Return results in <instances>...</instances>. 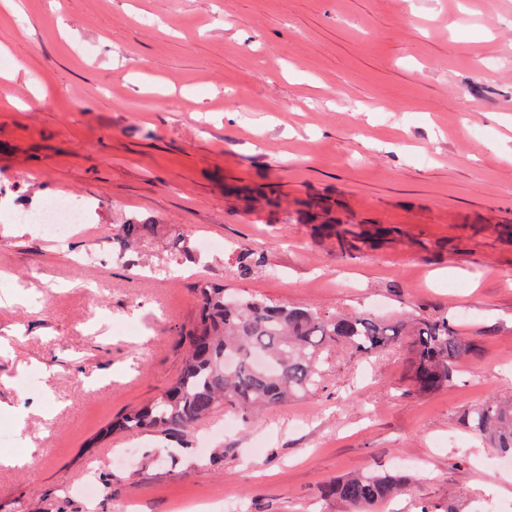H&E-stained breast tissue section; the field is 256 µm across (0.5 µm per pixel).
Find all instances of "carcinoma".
Wrapping results in <instances>:
<instances>
[{"label":"carcinoma","instance_id":"obj_1","mask_svg":"<svg viewBox=\"0 0 512 512\" xmlns=\"http://www.w3.org/2000/svg\"><path fill=\"white\" fill-rule=\"evenodd\" d=\"M157 231L151 221L118 225L112 237L118 256L147 244ZM264 263L252 249L236 253L241 279L251 278ZM194 293L198 314L181 333L186 356L180 374L158 397L112 419L105 434L139 429L178 438L219 406L246 421L260 407L325 390L323 366L336 346L351 356L370 358L400 337H410V380L422 393L448 386L472 351L444 317L385 323L367 311L323 312L264 297L233 296L224 285L208 280L197 282ZM463 422L497 455L512 457L511 401L488 399L469 409ZM405 482L397 474L365 471L325 485L322 495L359 512L396 497Z\"/></svg>","mask_w":512,"mask_h":512}]
</instances>
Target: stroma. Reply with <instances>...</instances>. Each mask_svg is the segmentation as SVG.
Returning <instances> with one entry per match:
<instances>
[{"instance_id": "stroma-1", "label": "stroma", "mask_w": 512, "mask_h": 512, "mask_svg": "<svg viewBox=\"0 0 512 512\" xmlns=\"http://www.w3.org/2000/svg\"><path fill=\"white\" fill-rule=\"evenodd\" d=\"M1 85L12 199L93 209L62 240L0 223V512H350L323 487L404 459L412 484L384 512L512 505V470L463 423L512 398V0H0ZM147 217L144 280L112 234ZM332 223L368 245L341 253ZM175 230L194 261L172 257ZM245 246L268 263L247 280ZM202 279L445 317L475 350L432 393L400 343L246 421L101 438L178 376ZM19 404L36 408L22 430Z\"/></svg>"}]
</instances>
